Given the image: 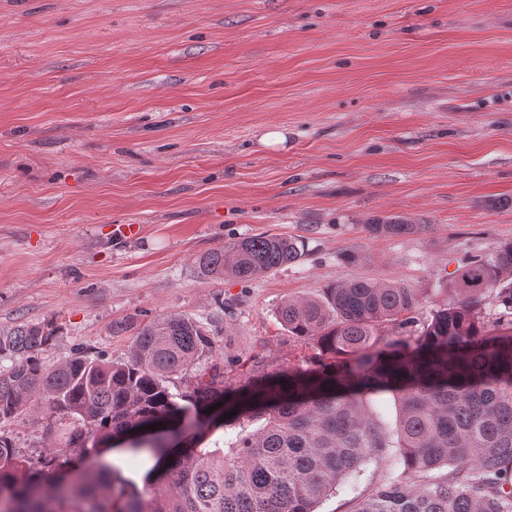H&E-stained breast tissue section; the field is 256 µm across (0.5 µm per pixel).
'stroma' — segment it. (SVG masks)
I'll return each mask as SVG.
<instances>
[{
    "mask_svg": "<svg viewBox=\"0 0 512 512\" xmlns=\"http://www.w3.org/2000/svg\"><path fill=\"white\" fill-rule=\"evenodd\" d=\"M274 129L285 145H262ZM375 216L419 230L375 237ZM264 232L301 240L300 259L247 282L199 273ZM507 240L512 0H0V327L54 322L46 364L124 360L115 323L180 314L218 346L171 392L215 365L232 391L308 355L284 298L399 282L422 321L466 254ZM72 426L0 430L35 462ZM400 472L367 464L316 512Z\"/></svg>",
    "mask_w": 512,
    "mask_h": 512,
    "instance_id": "obj_1",
    "label": "stroma"
}]
</instances>
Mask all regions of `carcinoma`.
Segmentation results:
<instances>
[{"label":"carcinoma","mask_w":512,"mask_h":512,"mask_svg":"<svg viewBox=\"0 0 512 512\" xmlns=\"http://www.w3.org/2000/svg\"><path fill=\"white\" fill-rule=\"evenodd\" d=\"M367 227L399 237L426 225L386 216ZM301 255L298 240L260 233L197 264L203 276L246 281ZM448 291L415 336L405 329L420 295L401 283L355 277L285 299L278 319L311 348L305 366L249 378L235 400L219 372L170 392L174 376L215 353L213 334L190 317L118 325L135 330L123 361L78 352L51 367L41 353L56 342L53 322L1 328L0 359L12 365L0 367V424L40 404L77 426L38 464L0 432V512H315L389 455L400 478L350 512H512V241L467 255ZM382 396L394 400L393 423L373 407ZM228 424L235 440L208 446ZM112 448L149 453L144 488L103 458Z\"/></svg>","instance_id":"1"}]
</instances>
